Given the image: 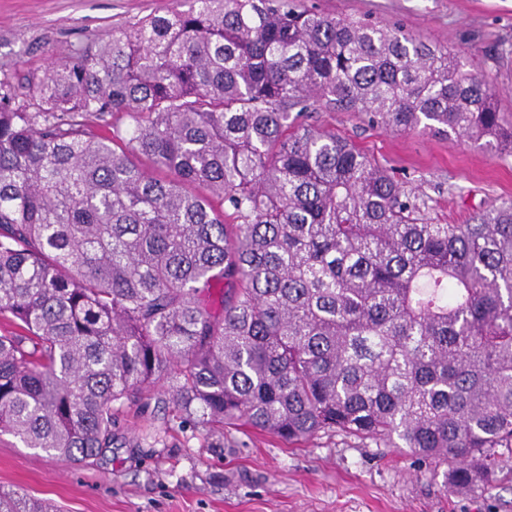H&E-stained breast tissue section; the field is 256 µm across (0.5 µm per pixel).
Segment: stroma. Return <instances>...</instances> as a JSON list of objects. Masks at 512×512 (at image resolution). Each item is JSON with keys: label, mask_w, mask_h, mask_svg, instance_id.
<instances>
[{"label": "stroma", "mask_w": 512, "mask_h": 512, "mask_svg": "<svg viewBox=\"0 0 512 512\" xmlns=\"http://www.w3.org/2000/svg\"><path fill=\"white\" fill-rule=\"evenodd\" d=\"M336 16H369L461 54L499 89L512 113V0H294ZM176 0H0V69L44 70L89 39L130 29ZM425 202L435 224H462L512 198V158L481 143L368 124L358 112L311 107ZM112 449L76 467L0 435V490L58 503L63 512H512V451L500 449L490 486L449 491L447 464L406 448L321 433L291 446L259 431L212 432L179 418L167 390L115 405Z\"/></svg>", "instance_id": "obj_1"}]
</instances>
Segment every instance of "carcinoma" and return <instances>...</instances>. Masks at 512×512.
Masks as SVG:
<instances>
[{"label": "carcinoma", "instance_id": "cac0c4a2", "mask_svg": "<svg viewBox=\"0 0 512 512\" xmlns=\"http://www.w3.org/2000/svg\"><path fill=\"white\" fill-rule=\"evenodd\" d=\"M496 101L455 53L292 0H189L1 72L0 433L83 465L112 407L164 381L205 428L342 433L451 462V491L490 485L512 449V199L430 224L303 118L512 157ZM0 512L45 510L0 491Z\"/></svg>", "mask_w": 512, "mask_h": 512}]
</instances>
